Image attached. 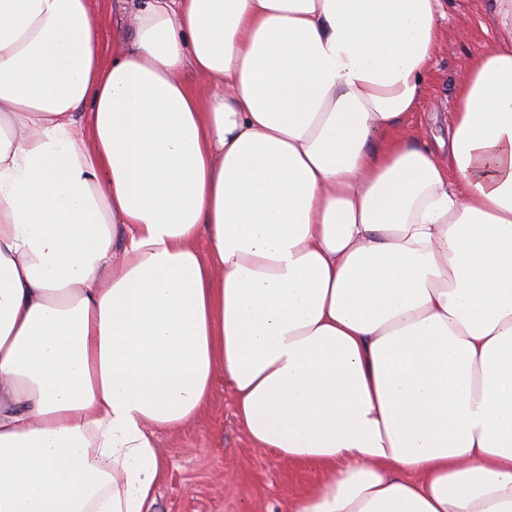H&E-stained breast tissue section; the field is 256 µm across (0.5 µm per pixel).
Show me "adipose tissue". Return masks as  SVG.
Here are the masks:
<instances>
[{"mask_svg":"<svg viewBox=\"0 0 512 512\" xmlns=\"http://www.w3.org/2000/svg\"><path fill=\"white\" fill-rule=\"evenodd\" d=\"M448 152L441 0H0V512H154L216 374L288 512H512V0ZM111 62H104V53ZM211 84L202 93L198 83ZM115 0H93L92 6L101 19V35L106 47L105 51H112L114 45L128 35L126 31L125 16L119 9ZM104 53V62H110L111 53Z\"/></svg>","mask_w":512,"mask_h":512,"instance_id":"ef3b65f1","label":"adipose tissue"}]
</instances>
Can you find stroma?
I'll use <instances>...</instances> for the list:
<instances>
[{
	"label": "stroma",
	"mask_w": 512,
	"mask_h": 512,
	"mask_svg": "<svg viewBox=\"0 0 512 512\" xmlns=\"http://www.w3.org/2000/svg\"><path fill=\"white\" fill-rule=\"evenodd\" d=\"M430 83L411 124L446 136L463 60L495 38L483 0H445ZM165 464L157 512H286L289 500L326 479L331 469L297 465L256 447L235 416L234 396L216 379L208 404L180 430L157 436Z\"/></svg>",
	"instance_id": "obj_1"
}]
</instances>
